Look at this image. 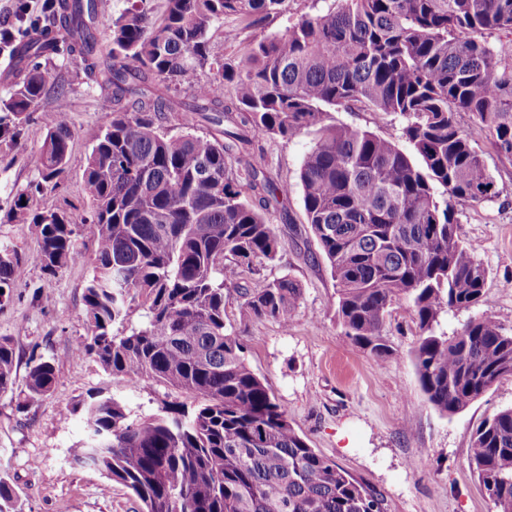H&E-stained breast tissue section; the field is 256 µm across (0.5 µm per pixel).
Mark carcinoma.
I'll return each instance as SVG.
<instances>
[{
    "label": "carcinoma",
    "instance_id": "cac0c4a2",
    "mask_svg": "<svg viewBox=\"0 0 512 512\" xmlns=\"http://www.w3.org/2000/svg\"><path fill=\"white\" fill-rule=\"evenodd\" d=\"M165 2L153 21L143 0H126L116 17L102 0H50L33 27L3 40L25 65L0 99V145H17L39 108L49 79L41 60L78 56L103 91L106 124L83 177L89 209L37 204L60 186L75 137L69 113L55 111L41 116L38 178L6 214L10 224L34 226V261L52 275L86 257L76 226H96L87 336L76 354L131 385L154 380L196 400L141 417L113 397H93L77 407L87 440L72 455L130 489L141 512H388L383 492L295 430L227 318L226 292L241 269L276 260L281 248L266 211L270 200L288 199V184L263 176L251 157L265 136L313 135L299 182L336 283L342 336L390 362L388 317L406 302L428 402L447 415L466 409L512 378V332L493 314L451 335L441 329L444 315L490 304L487 269L459 238L455 203L490 197L494 180L457 115L471 114L512 163V53L486 39L512 31V0H322L284 30L252 38L238 64L210 53V28L231 22L224 37L236 43L288 16L289 0ZM50 24L64 31L60 41L33 39ZM206 67L232 85L231 97L200 81ZM366 110L399 116L408 147L328 121L331 111ZM171 112L191 113L210 132L167 131ZM28 262L0 247L4 302ZM235 292L243 314L286 328L302 288L284 275ZM138 297L143 320L128 327ZM16 370L14 342L0 336V395L13 390ZM57 376L51 360L29 358L18 406L49 393ZM469 466L491 512H512V407L477 427ZM0 512H22L2 477Z\"/></svg>",
    "mask_w": 512,
    "mask_h": 512
}]
</instances>
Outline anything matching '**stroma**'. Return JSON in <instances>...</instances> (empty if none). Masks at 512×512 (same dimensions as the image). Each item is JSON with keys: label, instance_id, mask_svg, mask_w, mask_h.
I'll return each mask as SVG.
<instances>
[{"label": "stroma", "instance_id": "obj_1", "mask_svg": "<svg viewBox=\"0 0 512 512\" xmlns=\"http://www.w3.org/2000/svg\"><path fill=\"white\" fill-rule=\"evenodd\" d=\"M52 88L41 111L65 109L77 130L62 186L44 192V209L86 207L83 174L87 157L106 121L99 89L88 84L79 57L43 63ZM461 126L471 135L495 181L483 201L456 206L458 235L472 245L487 268L488 310L512 332V164L503 161L469 114ZM45 131L39 121L25 129L22 147L0 146V246L29 257L9 305L0 309V336L14 340L18 357L12 393L0 395V476L12 484L23 512H141L134 494L101 473L76 464L72 448L86 437L76 404L96 395L123 400L134 414L149 416L166 403L193 407L194 397L152 381L130 386L90 356L74 352L85 336L80 318L83 291L93 275L91 261L46 274L34 260L37 235L31 225L7 224L3 217L16 191L37 177L38 149ZM309 137H266L253 162L271 180L292 186L287 205L271 204L268 216L281 240L275 261L259 272L243 273L239 287L256 288L290 275L302 288L291 327L241 316L235 296L226 313L244 343L247 361L263 379L308 444L352 474L381 490L389 512H489L490 502L468 465L471 436L486 417L512 407V380L502 381L449 415L422 392L412 350L417 324L404 303L394 307L388 338L395 360L380 364L350 346L336 316V287L306 222L298 172ZM52 360L58 370L53 390L26 408L18 395L26 388L30 357Z\"/></svg>", "mask_w": 512, "mask_h": 512}]
</instances>
